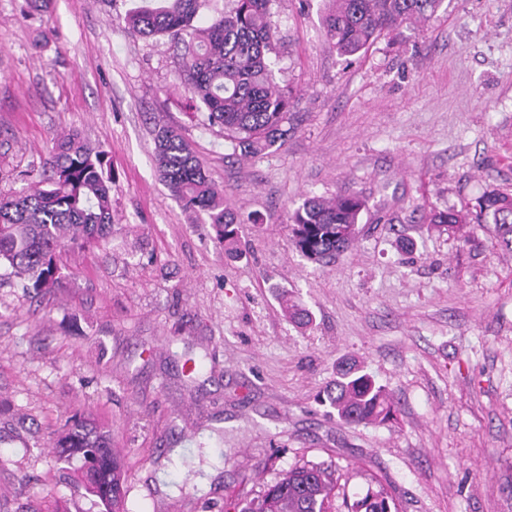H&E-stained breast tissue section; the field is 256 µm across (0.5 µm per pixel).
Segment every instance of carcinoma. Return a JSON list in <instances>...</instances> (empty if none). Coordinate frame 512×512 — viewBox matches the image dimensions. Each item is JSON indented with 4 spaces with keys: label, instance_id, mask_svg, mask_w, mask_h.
<instances>
[{
    "label": "carcinoma",
    "instance_id": "cac0c4a2",
    "mask_svg": "<svg viewBox=\"0 0 512 512\" xmlns=\"http://www.w3.org/2000/svg\"><path fill=\"white\" fill-rule=\"evenodd\" d=\"M205 0H149L126 15L145 36L169 35L181 45L180 84L224 126L245 156L257 155L282 140L292 100L275 81L269 24L273 0H232L233 7L204 25L195 24ZM324 18L327 34L342 56L364 52L384 31L405 23H424L442 0H332ZM155 165L161 181L184 207L208 217L218 241L237 252L235 212L224 205V191L181 135L161 126L155 136ZM366 202L356 194L327 200L308 196L291 213L292 244L304 257L323 261L344 251L352 238H340L359 223ZM468 214L435 211L426 223L461 230ZM476 219L495 225L500 243L512 249V194L487 191L478 200ZM112 226V176L102 152L89 148L76 131L53 139L50 159L38 178L15 194L0 195V264L27 278L36 291L59 284L57 254L101 244ZM288 319L303 328L313 322L306 308L285 305ZM323 401L350 425L383 423L393 414L384 386L352 362L341 363ZM58 457L74 469L76 490L97 497L105 512H125V465L111 447L108 427L76 414L68 417L54 443ZM331 463H304L281 474L239 512H332L342 499L344 512H398L383 486L349 499Z\"/></svg>",
    "mask_w": 512,
    "mask_h": 512
}]
</instances>
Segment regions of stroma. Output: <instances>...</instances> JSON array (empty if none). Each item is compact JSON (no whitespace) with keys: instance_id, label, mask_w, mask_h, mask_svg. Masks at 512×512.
Instances as JSON below:
<instances>
[{"instance_id":"obj_1","label":"stroma","mask_w":512,"mask_h":512,"mask_svg":"<svg viewBox=\"0 0 512 512\" xmlns=\"http://www.w3.org/2000/svg\"><path fill=\"white\" fill-rule=\"evenodd\" d=\"M140 2L0 0V192L69 129L114 176L110 237L62 253L57 288L0 267V512L44 497L101 512L52 446L75 413L109 426L128 512H231L308 461L351 496L380 481L399 512H512V251L491 224L464 239L423 222L512 193V0H443L348 58L328 0H273L293 106L284 145L250 160L194 108L176 44L128 27ZM163 124L238 214V256L159 179ZM347 192L367 202L352 245L303 257L292 211ZM346 357L390 391L392 420L319 404Z\"/></svg>"}]
</instances>
